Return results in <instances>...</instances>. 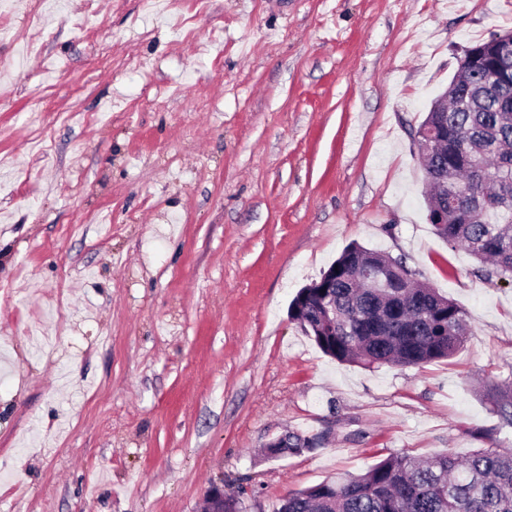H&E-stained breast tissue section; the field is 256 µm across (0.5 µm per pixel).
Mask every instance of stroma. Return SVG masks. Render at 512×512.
<instances>
[{
	"label": "stroma",
	"mask_w": 512,
	"mask_h": 512,
	"mask_svg": "<svg viewBox=\"0 0 512 512\" xmlns=\"http://www.w3.org/2000/svg\"><path fill=\"white\" fill-rule=\"evenodd\" d=\"M512 0H0V512H240L392 452L512 449V281L427 219L412 134ZM467 313L363 368L291 320L350 243ZM288 431L325 444L276 460ZM497 390L495 411L500 418L502 428H512V382ZM510 387V389H509Z\"/></svg>",
	"instance_id": "stroma-1"
}]
</instances>
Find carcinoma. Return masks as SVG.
Masks as SVG:
<instances>
[{"instance_id":"carcinoma-1","label":"carcinoma","mask_w":512,"mask_h":512,"mask_svg":"<svg viewBox=\"0 0 512 512\" xmlns=\"http://www.w3.org/2000/svg\"><path fill=\"white\" fill-rule=\"evenodd\" d=\"M455 77L448 111L425 118L448 123V168L430 184L427 212L448 201V223L434 225L438 235L512 279V86L501 89L479 68ZM367 265L388 268L396 287H363ZM408 275L403 261L353 243L323 272L322 286L299 290L291 319L339 362L413 367L448 359L467 334L466 312L425 283L401 282ZM495 411L512 428V382L497 390ZM287 437L288 447L269 453L299 454L324 440L322 433ZM276 512H512V450L391 454L363 474L338 473L290 493Z\"/></svg>"}]
</instances>
